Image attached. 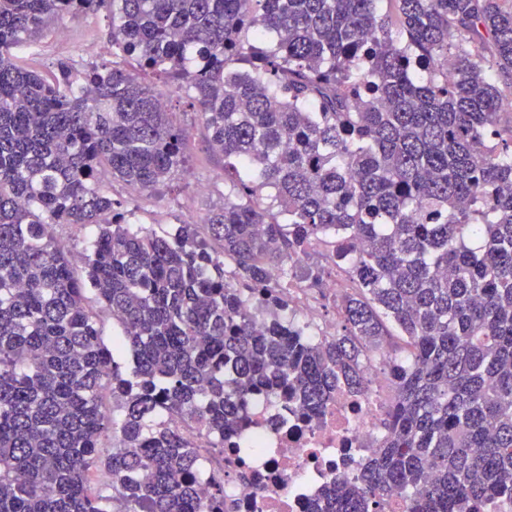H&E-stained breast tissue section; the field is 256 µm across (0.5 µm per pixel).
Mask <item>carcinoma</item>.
<instances>
[{
  "label": "carcinoma",
  "instance_id": "cac0c4a2",
  "mask_svg": "<svg viewBox=\"0 0 512 512\" xmlns=\"http://www.w3.org/2000/svg\"><path fill=\"white\" fill-rule=\"evenodd\" d=\"M378 2L0 0V512H224V473L198 498L205 465L167 418L222 448L255 388L317 410L364 388L389 322L408 356L387 360L385 432L321 512L512 500V3ZM100 10L112 59L19 63ZM168 90L235 160L230 194L203 224L132 230L101 181L151 194L185 166ZM58 224L98 226L83 277ZM317 244L350 282L318 343L280 315L292 280L331 276L297 272ZM102 459L107 495L87 485Z\"/></svg>",
  "mask_w": 512,
  "mask_h": 512
}]
</instances>
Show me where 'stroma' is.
I'll use <instances>...</instances> for the list:
<instances>
[{
    "label": "stroma",
    "instance_id": "stroma-1",
    "mask_svg": "<svg viewBox=\"0 0 512 512\" xmlns=\"http://www.w3.org/2000/svg\"><path fill=\"white\" fill-rule=\"evenodd\" d=\"M110 44L105 12L67 15L51 25L41 41L39 55L29 57L28 62L40 71L53 69L61 60L98 62L103 58V48ZM169 107L174 121L187 132L185 168L174 173L157 196L141 194L119 182L110 187L113 198L123 201L128 223L158 231L185 223L190 217L204 221L208 214L223 208L224 196L229 191L224 181V159L211 151L193 110L176 96L171 97ZM202 183L207 184V191H199ZM96 234L97 228L92 224H59L54 228L57 241L79 269L84 266Z\"/></svg>",
    "mask_w": 512,
    "mask_h": 512
}]
</instances>
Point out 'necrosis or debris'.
I'll use <instances>...</instances> for the list:
<instances>
[{"instance_id":"1","label":"necrosis or debris","mask_w":512,"mask_h":512,"mask_svg":"<svg viewBox=\"0 0 512 512\" xmlns=\"http://www.w3.org/2000/svg\"><path fill=\"white\" fill-rule=\"evenodd\" d=\"M365 374L363 391L340 388L314 417L252 394L240 438L256 442L258 457L244 455L239 438L225 436L217 449L195 423L175 417L171 424L190 437L212 468L223 471L224 512H312L326 483L353 477L375 451L391 377L375 365Z\"/></svg>"}]
</instances>
